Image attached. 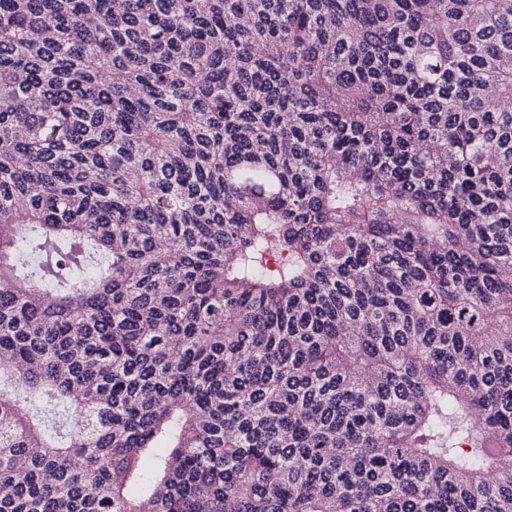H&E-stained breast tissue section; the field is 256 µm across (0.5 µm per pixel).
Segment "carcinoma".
I'll return each mask as SVG.
<instances>
[{
    "mask_svg": "<svg viewBox=\"0 0 512 512\" xmlns=\"http://www.w3.org/2000/svg\"><path fill=\"white\" fill-rule=\"evenodd\" d=\"M0 512H512V0H0Z\"/></svg>",
    "mask_w": 512,
    "mask_h": 512,
    "instance_id": "cac0c4a2",
    "label": "carcinoma"
}]
</instances>
